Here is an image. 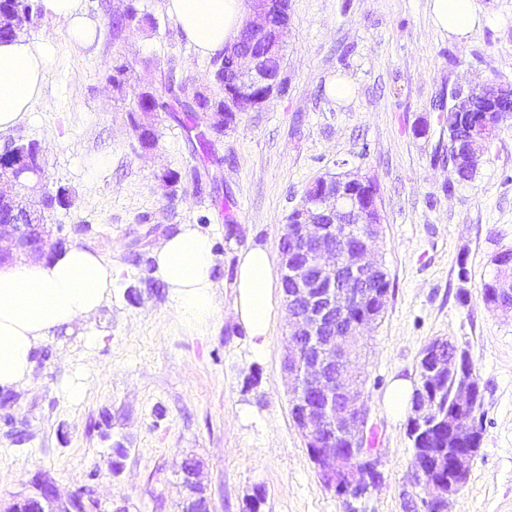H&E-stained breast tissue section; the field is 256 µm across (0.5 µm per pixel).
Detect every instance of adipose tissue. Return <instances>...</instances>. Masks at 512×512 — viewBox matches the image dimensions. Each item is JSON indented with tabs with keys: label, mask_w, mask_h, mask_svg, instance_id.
Listing matches in <instances>:
<instances>
[{
	"label": "adipose tissue",
	"mask_w": 512,
	"mask_h": 512,
	"mask_svg": "<svg viewBox=\"0 0 512 512\" xmlns=\"http://www.w3.org/2000/svg\"><path fill=\"white\" fill-rule=\"evenodd\" d=\"M46 13L60 23L69 47H88L95 26L82 0H43ZM436 30L468 36L482 21L475 0H430ZM164 8L201 55H215L237 37L249 17L244 0H164ZM51 39L22 37L0 43V133L23 121L42 99L58 60ZM156 271L170 291L177 318L201 328L217 306L216 258L210 236L184 224L154 247ZM119 271L96 251L73 245L49 259L29 258L0 266V387L25 382L34 354L47 336L95 314L112 294ZM237 321L256 349H263L272 326L284 315L276 307L273 258L267 247L241 251L235 279Z\"/></svg>",
	"instance_id": "1"
}]
</instances>
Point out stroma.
Here are the masks:
<instances>
[{
    "label": "stroma",
    "mask_w": 512,
    "mask_h": 512,
    "mask_svg": "<svg viewBox=\"0 0 512 512\" xmlns=\"http://www.w3.org/2000/svg\"><path fill=\"white\" fill-rule=\"evenodd\" d=\"M82 3L98 37L81 52L50 16L25 26L24 37L53 39L61 53L43 100L0 133V150L14 139L40 144L45 184L72 200L46 223L120 275L94 317L46 339L28 382L0 389V500L43 471L64 496L92 486L100 512L119 501L128 512H181L180 468L191 456L213 512H423L408 420L391 419L384 398L393 379L415 378L428 342L446 337L469 351L483 394L481 444L450 512H512V313L482 299L494 255L512 248V121L463 181L448 165L438 109L450 86L512 83V0H477L482 24L464 39L433 28L429 0H289L286 93L237 114L204 148L170 113H154L150 151L107 62L122 53L134 63L132 86L160 94L171 68L209 87L211 59L196 54L163 0H140L156 28L117 33L123 0ZM339 80L347 98L328 92ZM167 170L181 176L170 189L159 181ZM346 170L379 188L374 249L390 279L359 363L384 482L359 500L323 487L293 423L281 367L288 320L259 350L233 309L239 252L260 244L278 254L308 185ZM183 224L208 232L216 256L217 313L201 332L179 323L151 258ZM118 446L128 455L116 473Z\"/></svg>",
    "instance_id": "35a3bbf8"
}]
</instances>
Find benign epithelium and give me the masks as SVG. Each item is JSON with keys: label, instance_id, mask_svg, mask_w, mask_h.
<instances>
[{"label": "benign epithelium", "instance_id": "1", "mask_svg": "<svg viewBox=\"0 0 512 512\" xmlns=\"http://www.w3.org/2000/svg\"><path fill=\"white\" fill-rule=\"evenodd\" d=\"M250 20L243 37L225 54L224 84L236 95L254 100L258 108L278 93L279 74L266 66V59L279 56L288 46V24L272 23L281 8L276 0H246ZM448 110L457 118L466 135L452 145L448 162L458 170L475 169L488 151L504 121L512 116V86L489 82L481 87L448 89ZM497 113L498 121L488 120ZM133 131L142 148H148L153 124L143 115H135ZM10 160L0 162V208L8 206L24 211L13 224L0 223V265L15 261L20 255L44 256L63 248L64 238L50 242V232L43 222L40 206L48 197L43 191L38 205L29 203L24 191L44 177V160L38 144L12 142ZM294 223L285 226L280 239L282 286L288 314L296 318L283 343V371L288 378V393L297 400L292 415L294 425L304 437L318 477L329 490L361 498L373 485L369 473L380 472L381 456L376 448L361 441L367 425L364 397L358 381L347 382L352 359L349 344L363 338L364 328L374 324L387 302L388 294L374 295L372 306L350 333L336 337V320L349 309L363 306L367 300V278L379 269L370 253L380 234L383 216L379 189L375 182L349 172L319 176L306 189L293 209ZM448 340L436 338L425 346L423 359L431 361L426 373L437 379L455 381L456 410L465 411L479 396V385L463 368L462 349L451 357L442 355ZM436 410L428 400L412 410L411 426H428ZM482 436L475 421L464 428H449L448 443L460 444ZM349 438L347 449L336 447V439ZM476 449L457 453L447 487L425 469L414 468L417 483L428 497L422 507L447 512L448 498L466 483ZM198 462L187 461L182 467L183 482L189 491L184 512H211V502L196 481ZM32 494L13 496L0 512H30L37 503L39 512H93L97 502L76 492L65 498L56 490L53 479L42 472L33 476Z\"/></svg>", "mask_w": 512, "mask_h": 512}]
</instances>
